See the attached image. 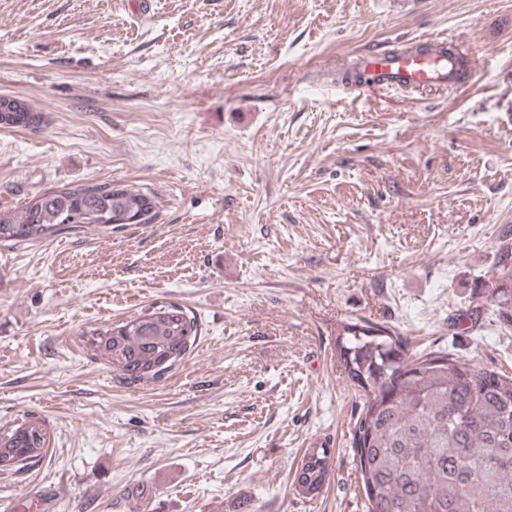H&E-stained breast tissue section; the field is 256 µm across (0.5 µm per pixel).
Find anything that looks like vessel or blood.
Returning <instances> with one entry per match:
<instances>
[{"mask_svg":"<svg viewBox=\"0 0 512 512\" xmlns=\"http://www.w3.org/2000/svg\"><path fill=\"white\" fill-rule=\"evenodd\" d=\"M461 68V55L455 46L441 37H426L414 50L376 48L358 53L345 71L355 75L356 86L363 93L398 88L422 92L452 86Z\"/></svg>","mask_w":512,"mask_h":512,"instance_id":"1","label":"vessel or blood"}]
</instances>
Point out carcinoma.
<instances>
[{"label": "carcinoma", "instance_id": "carcinoma-1", "mask_svg": "<svg viewBox=\"0 0 512 512\" xmlns=\"http://www.w3.org/2000/svg\"><path fill=\"white\" fill-rule=\"evenodd\" d=\"M148 193L114 183L45 192L20 210H0V245L45 241L71 231H108L113 217L157 215ZM502 234L488 271L486 303L512 324V252ZM195 317L176 305L146 310L86 333L105 361L134 381L153 380L193 348ZM336 357L363 397L352 433L367 512H512V377L444 352H409L407 340L368 321L347 323ZM50 435L30 419L0 427V469L45 457ZM327 448H308L294 482L319 493L331 471Z\"/></svg>", "mask_w": 512, "mask_h": 512}]
</instances>
